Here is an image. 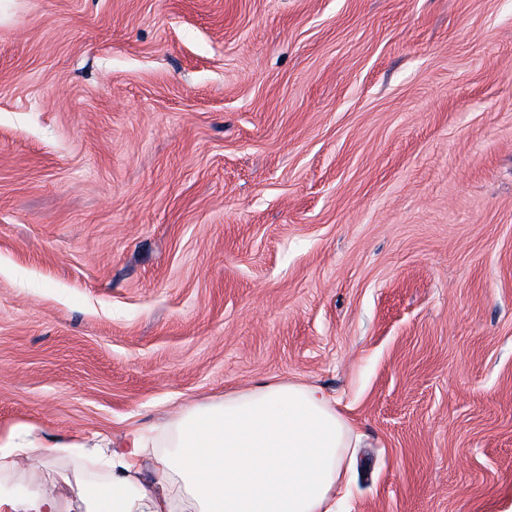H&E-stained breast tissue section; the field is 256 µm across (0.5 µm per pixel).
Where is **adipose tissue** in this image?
Listing matches in <instances>:
<instances>
[{
    "mask_svg": "<svg viewBox=\"0 0 512 512\" xmlns=\"http://www.w3.org/2000/svg\"><path fill=\"white\" fill-rule=\"evenodd\" d=\"M352 445L347 419L321 389L262 381L186 405L157 436L131 431L87 512H336ZM68 450L29 427L0 441V471Z\"/></svg>",
    "mask_w": 512,
    "mask_h": 512,
    "instance_id": "ef3b65f1",
    "label": "adipose tissue"
}]
</instances>
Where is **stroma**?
<instances>
[{
    "label": "stroma",
    "mask_w": 512,
    "mask_h": 512,
    "mask_svg": "<svg viewBox=\"0 0 512 512\" xmlns=\"http://www.w3.org/2000/svg\"><path fill=\"white\" fill-rule=\"evenodd\" d=\"M266 379L340 512H512V0H0V494ZM22 436V438H21ZM21 439V441H17ZM72 446L63 443L59 438H47L39 435L34 427H27L16 434L11 432L0 443V471L13 470L25 459H38L49 462L60 454L70 451Z\"/></svg>",
    "instance_id": "stroma-1"
}]
</instances>
